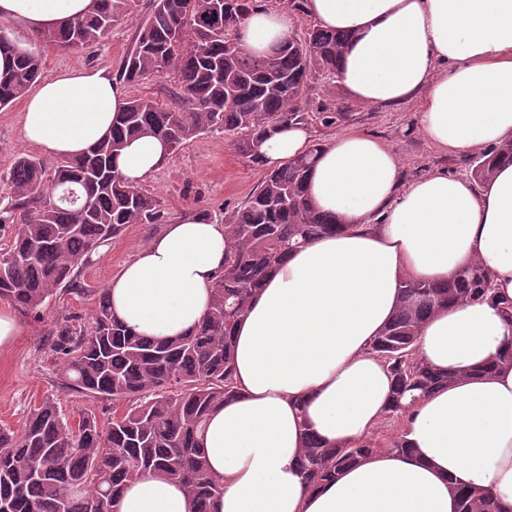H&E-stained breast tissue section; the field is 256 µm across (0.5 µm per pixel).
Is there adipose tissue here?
Segmentation results:
<instances>
[{"instance_id": "obj_1", "label": "adipose tissue", "mask_w": 512, "mask_h": 512, "mask_svg": "<svg viewBox=\"0 0 512 512\" xmlns=\"http://www.w3.org/2000/svg\"><path fill=\"white\" fill-rule=\"evenodd\" d=\"M92 0H0V17L41 32L86 15ZM318 25L352 39L337 68L354 99L379 108L419 101L435 148L466 155L512 138V0H304ZM288 10L260 9L241 29L246 52L291 39ZM127 97L107 69H69L41 82L21 118L26 142L75 157L109 136ZM310 135L285 125L258 148L278 168ZM167 144L137 136L116 158L139 184L163 168ZM307 194L343 229L294 252L258 291L234 336L236 399L209 417L202 448L224 490L215 512H457L452 482L493 490L512 512V367L487 365L512 346V322L485 300L452 304L422 325L419 357L453 379L405 417L408 452H374L311 488L300 474L304 432L344 448L386 417L393 381L371 350L406 279L443 282L474 261L512 299V162L476 185L428 173L401 183L397 154L357 130L338 134L313 166ZM222 224L191 212L142 247L108 285L114 317L174 338L201 323L224 270ZM115 512H191L183 488L148 475Z\"/></svg>"}]
</instances>
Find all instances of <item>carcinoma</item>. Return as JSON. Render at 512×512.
<instances>
[{
  "label": "carcinoma",
  "mask_w": 512,
  "mask_h": 512,
  "mask_svg": "<svg viewBox=\"0 0 512 512\" xmlns=\"http://www.w3.org/2000/svg\"><path fill=\"white\" fill-rule=\"evenodd\" d=\"M258 0H153L123 58L119 78L137 84L159 72L177 76L175 103L133 96L112 121L111 135L80 157L48 162L20 154L3 190L11 198L12 240L0 246V300L38 312L77 281L91 254L122 236L131 224L161 218L157 201L129 184L114 158L133 136H157L175 151L196 136L220 130L236 151L258 162L256 145L270 130L307 119L311 75L336 72L351 35L308 30L262 56L245 52L239 28ZM129 0H94L83 19L41 34L45 42L79 49L107 37ZM0 54L12 64L0 72V108L27 94L42 68L41 54L0 33ZM321 145L270 171L224 224V272L199 326L180 338L141 336L112 315L107 290L98 291L86 332L70 320L52 331L62 385L89 398L126 402L103 424L87 410L63 414L47 397L31 412L23 432L0 427V503L9 512H111L124 487L145 475L180 484L194 512H214L223 485L209 472L201 436L210 413L237 397L232 343L235 327L267 276L295 249L343 225L306 197L309 171ZM512 160V139L481 156L472 172L493 175ZM494 299L493 274L473 263L445 284L410 279L391 321L372 350L394 384L389 416L411 407L453 376L427 366L417 354L421 324L438 308L459 301ZM408 450L403 434L383 443L368 438L348 448H328L306 432L300 470L318 486L342 468L380 448ZM458 512H503L490 489L451 483Z\"/></svg>",
  "instance_id": "1"
}]
</instances>
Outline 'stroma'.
<instances>
[{
  "instance_id": "stroma-1",
  "label": "stroma",
  "mask_w": 512,
  "mask_h": 512,
  "mask_svg": "<svg viewBox=\"0 0 512 512\" xmlns=\"http://www.w3.org/2000/svg\"><path fill=\"white\" fill-rule=\"evenodd\" d=\"M149 11L150 0H133L129 13L116 22L105 39L78 50L39 41L35 32L7 17L0 18V32L41 52L42 77L76 67L114 72ZM23 110L20 101L0 109V173L10 169L18 154L36 152L22 136ZM305 110L310 114L307 126L314 141L325 144L340 132L357 128L392 146L400 159L403 184L433 170L451 175L472 171L474 156L444 155L431 146L417 124V103L393 109L364 105L344 93L336 76L319 74L311 83ZM322 112L336 113L335 124L323 125L318 118ZM267 172L265 165L236 153L230 140L216 132L201 134L172 153L166 166L142 185L158 201L163 213L161 223L129 226L122 236L93 254L79 277L81 292L54 296L39 314H22L21 335L10 352L0 353V425L22 432L30 412L51 394L68 417H78L81 411L89 409L100 419L110 418L111 402L92 400L62 388L50 331L66 318L81 325L92 307L93 291L107 287L137 249L158 235L163 225L189 212H206L212 219L226 222Z\"/></svg>"
}]
</instances>
